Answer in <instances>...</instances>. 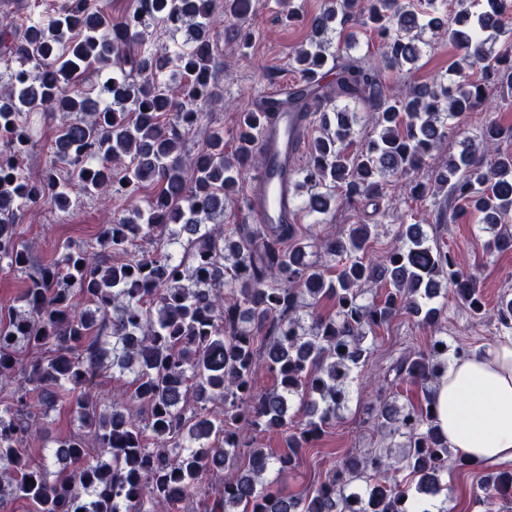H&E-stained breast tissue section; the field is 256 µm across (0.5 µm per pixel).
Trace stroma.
I'll list each match as a JSON object with an SVG mask.
<instances>
[{"label": "stroma", "mask_w": 512, "mask_h": 512, "mask_svg": "<svg viewBox=\"0 0 512 512\" xmlns=\"http://www.w3.org/2000/svg\"><path fill=\"white\" fill-rule=\"evenodd\" d=\"M249 22L254 35L249 44H242L230 25L215 28L213 39L217 45L218 61L224 70L218 79V90L225 99L234 103L232 109H214L198 104L199 124L186 133L183 153L192 154L206 142L210 132L223 129L226 150H233L238 115L256 109L265 90L280 85L284 79L295 78L293 57L296 49L308 45L309 28L306 18L315 16L329 7L328 0H250ZM295 11V19H288V11ZM462 55L447 35L439 34L424 46L415 64L400 70L382 71L381 78L390 87L403 83L425 84L438 79L455 85L451 64ZM64 119L47 117L38 112L29 113L27 127L30 141L23 156V165L31 178H41L54 166L52 144ZM130 204L116 200L104 206L95 198L83 196L73 208L60 212L50 203L41 202L28 208L18 226L22 240L33 243L35 263L44 265L57 258L58 241L68 240L82 245L94 241L102 225L112 223L115 215L129 209ZM384 214H376L370 204L359 210L340 208L322 216L321 229L340 232L350 224L381 223L382 234L375 240V251H384L392 242L401 221L413 218L425 224L430 236L463 256L470 271L476 273L482 294L488 305H495L499 295L512 288V251L489 253L484 249L491 232L479 224L477 217L463 219L437 227L433 224L432 198L414 199L400 188L387 189ZM448 343L450 346L467 345L478 350L495 344L499 333L495 324L478 320L456 304L447 306ZM429 330L417 326L408 316H396L384 328L376 341L369 365L375 371L385 370L403 353L425 349L430 341ZM364 399L351 392L350 399L339 417L328 426L314 447L304 449L296 467L280 485L285 494L299 495L312 484L324 480L332 466L340 464L346 455H361L383 448L384 440L374 432L364 412ZM46 433L29 438L27 446L32 458L44 460L49 451L65 438L79 432L80 422L67 406L44 408ZM481 468L460 469L449 466L442 478V491L434 497L429 508H447L448 512H512V497L485 499L479 485Z\"/></svg>", "instance_id": "stroma-1"}]
</instances>
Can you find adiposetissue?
Masks as SVG:
<instances>
[{
    "instance_id": "1",
    "label": "adipose tissue",
    "mask_w": 512,
    "mask_h": 512,
    "mask_svg": "<svg viewBox=\"0 0 512 512\" xmlns=\"http://www.w3.org/2000/svg\"><path fill=\"white\" fill-rule=\"evenodd\" d=\"M434 402L449 448L474 463L512 461V338L449 360Z\"/></svg>"
}]
</instances>
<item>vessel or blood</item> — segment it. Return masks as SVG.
Returning <instances> with one entry per match:
<instances>
[{
    "label": "vessel or blood",
    "mask_w": 512,
    "mask_h": 512,
    "mask_svg": "<svg viewBox=\"0 0 512 512\" xmlns=\"http://www.w3.org/2000/svg\"><path fill=\"white\" fill-rule=\"evenodd\" d=\"M293 87L285 83L269 93L280 107L261 127L258 144L265 165L252 180L248 208L258 224H290L296 215L293 174L298 166L307 125V104L288 106Z\"/></svg>",
    "instance_id": "obj_1"
}]
</instances>
